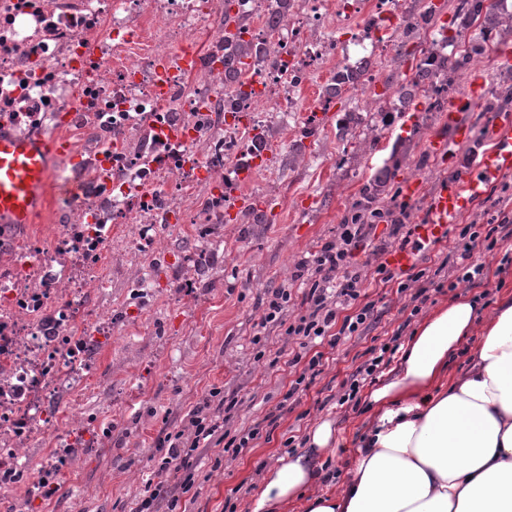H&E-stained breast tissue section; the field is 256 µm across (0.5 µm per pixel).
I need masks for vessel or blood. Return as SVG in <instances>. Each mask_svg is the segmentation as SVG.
<instances>
[{
  "mask_svg": "<svg viewBox=\"0 0 512 512\" xmlns=\"http://www.w3.org/2000/svg\"><path fill=\"white\" fill-rule=\"evenodd\" d=\"M485 89L482 78H473L467 97L449 106L448 123L454 130V142L461 144L470 139L471 127L464 114L468 105L482 100ZM487 136L490 148L475 157L468 172L444 182L429 199L425 219L414 228L423 242L446 239L450 224L472 209L486 186L512 172V113H497ZM450 142L435 140L431 150L447 156L451 152ZM68 151V146H55L48 140L28 143L0 136V217L15 224L32 223L45 204L41 189L48 177L50 161L53 156L65 155Z\"/></svg>",
  "mask_w": 512,
  "mask_h": 512,
  "instance_id": "vessel-or-blood-1",
  "label": "vessel or blood"
}]
</instances>
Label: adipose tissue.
<instances>
[{
	"label": "adipose tissue",
	"instance_id": "adipose-tissue-1",
	"mask_svg": "<svg viewBox=\"0 0 512 512\" xmlns=\"http://www.w3.org/2000/svg\"><path fill=\"white\" fill-rule=\"evenodd\" d=\"M467 349L461 370L451 360ZM395 373L369 392L366 432L337 490L317 492L332 421L304 450L263 467L251 512H512V299L441 304L401 347Z\"/></svg>",
	"mask_w": 512,
	"mask_h": 512
}]
</instances>
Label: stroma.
<instances>
[{
	"label": "stroma",
	"mask_w": 512,
	"mask_h": 512,
	"mask_svg": "<svg viewBox=\"0 0 512 512\" xmlns=\"http://www.w3.org/2000/svg\"><path fill=\"white\" fill-rule=\"evenodd\" d=\"M408 109L417 115L410 127L401 113L364 111L346 93L333 98L327 124H308L305 113L296 112L287 125H268L266 140L276 148L273 174L245 186L263 223L219 225L211 237L217 249L204 266L193 261L202 244L194 224L162 242V266H152L143 256L117 260L112 286L99 302L112 315V339L97 349L99 384L83 403L102 434L86 436L73 473L52 497L29 504L16 490L0 489V512H130L154 475L159 438L187 426L189 412L214 388L236 403L227 427L233 435L276 405L284 410L272 433L259 436L240 456L225 455L220 445L196 451L194 486L180 495L179 512H248L258 467L304 448L308 432L325 417L345 439L325 459L334 476L343 478L368 412L365 401L340 407L334 396L371 359L373 349L391 342L395 332L411 336L420 316L429 315L454 290L480 296L490 309L499 297L512 294V269L492 272L482 283L461 282L432 294L416 316L410 292L401 291L397 281L367 280L361 300L375 305L372 326L334 346L311 343L307 352L322 353L324 370L295 400L285 401L300 374L287 365L299 344L276 330L259 331L267 293L288 283L300 260L335 239L364 185L391 165L397 145L409 147L398 179L413 178L420 185L419 195L408 203L413 223L459 162L490 146V113L471 112L466 116L470 142L455 146L452 158L435 156L431 139L454 136L445 113L428 111L422 97ZM344 111L353 119L341 133L335 119ZM502 211L512 213V173L450 225L448 239L419 251L417 268L434 271L448 257L454 234L469 224L488 223ZM139 266L148 274L136 297L131 280ZM260 350L265 353L261 361L256 358Z\"/></svg>",
	"instance_id": "1"
}]
</instances>
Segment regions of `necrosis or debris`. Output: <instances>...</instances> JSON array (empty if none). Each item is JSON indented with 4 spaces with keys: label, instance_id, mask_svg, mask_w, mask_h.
<instances>
[{
    "label": "necrosis or debris",
    "instance_id": "1",
    "mask_svg": "<svg viewBox=\"0 0 512 512\" xmlns=\"http://www.w3.org/2000/svg\"><path fill=\"white\" fill-rule=\"evenodd\" d=\"M407 0H293L238 81L224 79V0H0V127L66 133L75 162L48 186L52 223L0 222V488L41 499L73 470L70 406L95 385L93 343L111 316L112 260L154 254L182 224H220L240 178L269 175L255 137L273 114L322 112L300 94L323 65L379 81L370 59L398 39ZM358 18L352 38L326 22ZM208 48H201L198 34Z\"/></svg>",
    "mask_w": 512,
    "mask_h": 512
}]
</instances>
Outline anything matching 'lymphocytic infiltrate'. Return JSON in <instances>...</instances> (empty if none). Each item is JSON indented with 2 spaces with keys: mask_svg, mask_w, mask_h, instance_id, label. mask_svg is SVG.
Listing matches in <instances>:
<instances>
[{
  "mask_svg": "<svg viewBox=\"0 0 512 512\" xmlns=\"http://www.w3.org/2000/svg\"><path fill=\"white\" fill-rule=\"evenodd\" d=\"M363 233V225H340L334 240L299 262L292 277V285L268 294L259 322L260 328H279L284 335L309 340L321 338L332 346L342 338L367 329L374 319L375 306L370 302L361 303L360 297L367 277L353 262ZM511 237L512 218L506 216L499 219L498 223L488 224L482 232L463 228L453 246L454 253L461 258V281L475 284L485 278L484 265L471 259L476 244H483L489 254L499 255V243ZM499 257L500 271L512 268L511 255ZM296 283L304 287L302 304L306 312L289 325L283 313L293 301L292 286ZM353 304L358 307L357 313L347 315L346 307ZM224 413V405L218 402L214 410L208 413L199 408L194 409L190 413L189 431L165 434L160 441L165 452L157 469L159 480L145 483L142 498L132 512H157V505L162 501L171 510L176 508L177 496L168 493L170 480L178 479L183 489L189 486L192 480L190 459L197 449L211 447L217 433L224 428Z\"/></svg>",
  "mask_w": 512,
  "mask_h": 512,
  "instance_id": "lymphocytic-infiltrate-1",
  "label": "lymphocytic infiltrate"
}]
</instances>
